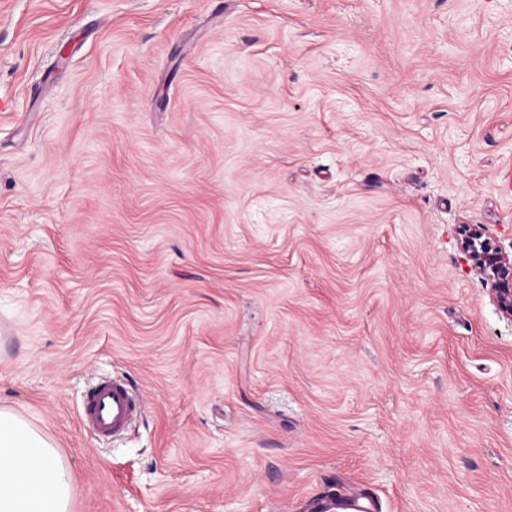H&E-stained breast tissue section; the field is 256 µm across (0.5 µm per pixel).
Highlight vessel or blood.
Masks as SVG:
<instances>
[{
  "instance_id": "vessel-or-blood-1",
  "label": "vessel or blood",
  "mask_w": 512,
  "mask_h": 512,
  "mask_svg": "<svg viewBox=\"0 0 512 512\" xmlns=\"http://www.w3.org/2000/svg\"><path fill=\"white\" fill-rule=\"evenodd\" d=\"M144 408L139 390L123 380L105 378L85 394L81 421L94 437L110 439L131 428Z\"/></svg>"
}]
</instances>
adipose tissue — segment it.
Here are the masks:
<instances>
[{
	"label": "adipose tissue",
	"mask_w": 512,
	"mask_h": 512,
	"mask_svg": "<svg viewBox=\"0 0 512 512\" xmlns=\"http://www.w3.org/2000/svg\"><path fill=\"white\" fill-rule=\"evenodd\" d=\"M73 482L57 449L19 414L0 409V512H71Z\"/></svg>",
	"instance_id": "adipose-tissue-1"
}]
</instances>
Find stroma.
<instances>
[{"mask_svg": "<svg viewBox=\"0 0 512 512\" xmlns=\"http://www.w3.org/2000/svg\"><path fill=\"white\" fill-rule=\"evenodd\" d=\"M464 224L512 256V0H0V407L73 512H512ZM144 408L139 390L123 380L104 378L85 394L81 421L94 437L110 439L131 428Z\"/></svg>", "mask_w": 512, "mask_h": 512, "instance_id": "obj_1", "label": "stroma"}]
</instances>
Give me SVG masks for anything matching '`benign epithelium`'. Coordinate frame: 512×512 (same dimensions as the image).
<instances>
[{
	"instance_id": "obj_1",
	"label": "benign epithelium",
	"mask_w": 512,
	"mask_h": 512,
	"mask_svg": "<svg viewBox=\"0 0 512 512\" xmlns=\"http://www.w3.org/2000/svg\"><path fill=\"white\" fill-rule=\"evenodd\" d=\"M484 228L468 224L463 227V246L468 251L474 270L490 285L500 311L512 319V258L492 247L483 238Z\"/></svg>"
}]
</instances>
